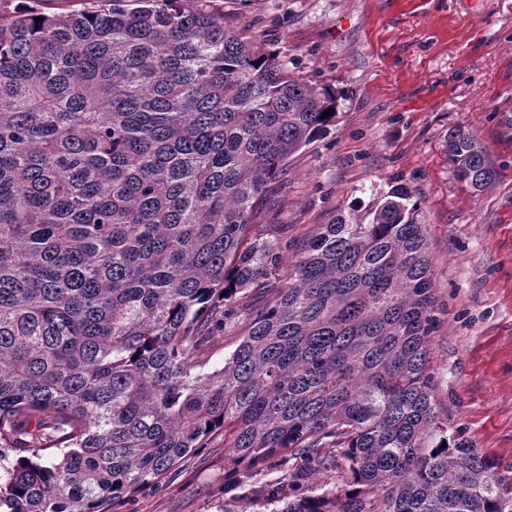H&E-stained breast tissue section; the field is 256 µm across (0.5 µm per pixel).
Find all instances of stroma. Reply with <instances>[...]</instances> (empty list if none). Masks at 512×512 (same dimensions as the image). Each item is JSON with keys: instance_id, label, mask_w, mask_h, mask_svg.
<instances>
[{"instance_id": "1", "label": "stroma", "mask_w": 512, "mask_h": 512, "mask_svg": "<svg viewBox=\"0 0 512 512\" xmlns=\"http://www.w3.org/2000/svg\"><path fill=\"white\" fill-rule=\"evenodd\" d=\"M289 72L342 96L336 123L269 186L260 221L302 239L337 214L365 216L395 181L415 192L448 323L433 339L451 424L512 464V0H203ZM468 128L496 166L475 193L448 156ZM220 435L120 512H234Z\"/></svg>"}]
</instances>
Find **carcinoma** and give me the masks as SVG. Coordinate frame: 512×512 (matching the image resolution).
<instances>
[{
    "label": "carcinoma",
    "instance_id": "carcinoma-1",
    "mask_svg": "<svg viewBox=\"0 0 512 512\" xmlns=\"http://www.w3.org/2000/svg\"><path fill=\"white\" fill-rule=\"evenodd\" d=\"M93 2L0 15V507L110 512L222 430L224 492L277 473L241 512H512V465L448 439L410 188L295 250L257 223L339 92L203 7ZM448 152L497 177L469 131ZM239 331L237 330L234 333H228V335H224V338L221 336H217L215 341V349L208 355L206 358L207 371H213L216 369H220L224 366V360L227 359L231 353L235 350L238 345V336Z\"/></svg>",
    "mask_w": 512,
    "mask_h": 512
}]
</instances>
